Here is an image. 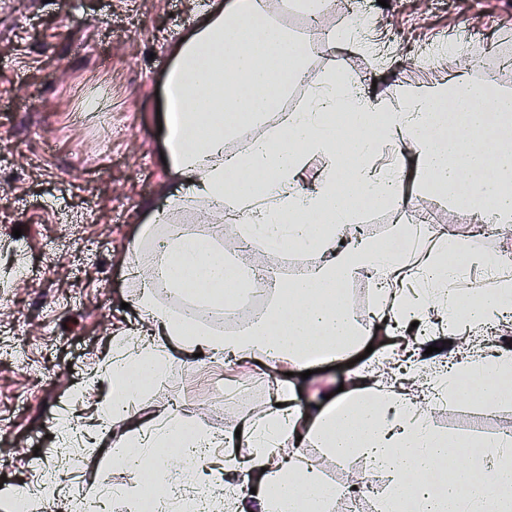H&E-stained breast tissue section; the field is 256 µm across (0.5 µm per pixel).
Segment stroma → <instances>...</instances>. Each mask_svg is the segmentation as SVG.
Listing matches in <instances>:
<instances>
[{"instance_id": "obj_1", "label": "stroma", "mask_w": 512, "mask_h": 512, "mask_svg": "<svg viewBox=\"0 0 512 512\" xmlns=\"http://www.w3.org/2000/svg\"><path fill=\"white\" fill-rule=\"evenodd\" d=\"M203 0H0V512H12L17 492L42 498L41 476L60 447L65 416L93 420L107 399L103 383L113 340L138 337L141 288L129 275L128 256L154 257L152 242H139L144 226L154 236L168 223L201 228L227 252L235 240L209 223L203 208L170 211L180 187L162 166L157 95L164 90L170 48L195 24ZM370 25L388 40L383 62L367 45L320 51L308 65L311 80L345 72L364 94L382 93L390 108L434 91L449 74L465 70L478 83L512 92V0H370ZM481 26L467 54L420 62L418 49L446 40L462 27ZM93 108H86L88 99ZM89 181L92 195L77 189ZM427 212L440 233L484 254L512 251V234L479 236L475 215L447 197L420 193L405 206L364 208L370 238L394 234ZM21 236H13L14 227ZM374 351L359 363L308 378L281 369L225 367L204 359L174 363L134 407L138 415L166 419L191 410L197 427L223 433L268 406L271 379H291L297 404L350 385L358 368L395 349L413 357L417 341L388 327L371 330ZM237 388L239 399H214L215 390ZM440 431L468 439L512 435V404L490 412L464 400L436 408ZM88 472L61 475L53 495L65 506L75 489L100 481L132 487L138 480L104 448H90Z\"/></svg>"}]
</instances>
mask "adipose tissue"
<instances>
[{"label":"adipose tissue","mask_w":512,"mask_h":512,"mask_svg":"<svg viewBox=\"0 0 512 512\" xmlns=\"http://www.w3.org/2000/svg\"><path fill=\"white\" fill-rule=\"evenodd\" d=\"M267 12V0H233L229 9L202 12L193 33L174 47L165 83L164 157L187 192L172 196L170 206L179 210L195 201L225 223V186L234 183L248 206L241 218L249 226L245 240L258 238L277 250L306 249L320 264L290 292L275 295L265 319L230 336L205 324L186 335L182 315L158 306L153 297L156 264L139 266L138 302L149 336L135 344L116 340L106 367L111 400L98 425L102 431L111 423L135 426L139 432L115 443L110 453L122 467L138 470L157 449H184L186 481L225 493L228 512H327L334 499L352 494V486L326 482L318 462L302 453L305 441L335 461L360 458L371 472L384 475L380 512H399L406 501L412 512H512V437L471 441L440 434L430 424L428 405L413 403L403 381L382 383L368 369L354 376L346 397L330 398L313 417L297 406L290 383H275L274 406L221 435L191 427L187 410L160 425L132 411L143 394L142 381L159 379L179 357L233 355L269 368L285 362L308 368L340 357L338 341L361 334L343 285L363 272L381 283L386 314L397 325L424 321L438 308L447 315L449 333L458 335L502 309L501 289L477 284L466 300L450 288L468 269L488 267L485 255L444 240L413 262L408 249L425 235L419 226H400L396 237L404 248L391 253L352 236L351 229L360 208L404 205L414 186L465 200L483 223L512 224V142L500 136L502 122L512 119V95L488 93L456 72L439 92L409 98L394 110L333 72L287 124L265 127L271 104L291 84L288 73L270 68L269 59L297 49L295 35ZM259 19L262 36L237 43L236 27ZM450 99L455 110L442 114ZM243 126L258 128V135L243 159L225 157L226 140ZM200 127L209 135L198 141L190 132ZM384 141L398 161L418 159L415 185L405 184L398 163H376ZM316 157L325 162L320 178L302 183V171ZM262 172L268 180L255 183ZM166 261L179 287L223 302L224 282L234 270L225 265L222 249L176 234ZM507 381L512 382V354L497 351L461 360L433 386L452 398L471 387L490 400ZM240 439L259 472L253 498L239 494V470L230 461L204 469L196 460L200 451L230 449Z\"/></svg>","instance_id":"1"}]
</instances>
